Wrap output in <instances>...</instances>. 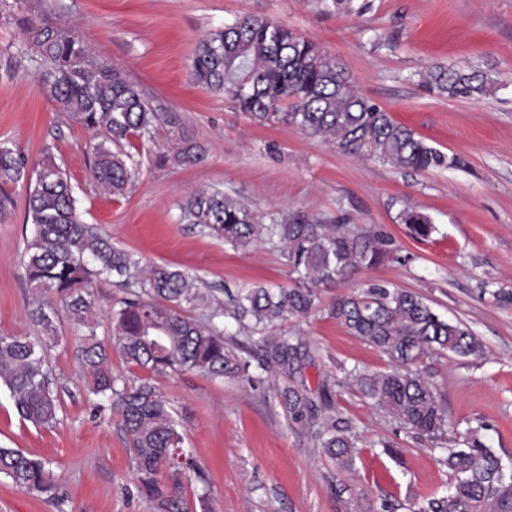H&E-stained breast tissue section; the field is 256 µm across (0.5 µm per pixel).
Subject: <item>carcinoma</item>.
<instances>
[{
  "label": "carcinoma",
  "mask_w": 512,
  "mask_h": 512,
  "mask_svg": "<svg viewBox=\"0 0 512 512\" xmlns=\"http://www.w3.org/2000/svg\"><path fill=\"white\" fill-rule=\"evenodd\" d=\"M23 23L28 45L43 66V87L61 111L102 133L89 146L97 185L110 195H125L138 176L133 155L125 150L129 138H141L159 124L174 129L179 120L149 108L124 72L97 59L72 30L44 15ZM191 79L224 96L256 124L286 123L343 153L417 172L461 164L459 157L428 144L362 96L345 69L312 41L268 18H239L205 35L195 47ZM433 82L450 97L486 92L485 80L473 72L441 71ZM177 139L176 163L202 159L200 144L180 133ZM0 182L26 183L25 218L34 226L26 246V277L38 302L34 315L43 322L42 306L60 302L86 325L80 356L88 393L109 398L120 415L137 493L155 512H194L184 480L200 475L199 466L183 448L184 426L151 378L129 384L112 373L109 350L85 317L89 288L98 278L136 285L112 311L113 344L126 364L154 374L193 371L252 384L275 374L283 381L280 404L290 420L307 426L317 446L346 469L354 464L357 436L349 420L333 413V396L336 389L353 386L411 433L448 443L442 459L451 478L448 491L423 501L414 512H512V464H504L486 444V426L470 424L459 436L448 437L450 423L430 374L411 368L430 355L466 357L482 350L473 333L443 318L424 296L373 283L361 294L338 297L330 315L382 352L394 369L346 368L341 379L319 387L316 401L303 378L306 342L267 334L315 310L319 286L342 285L357 270L382 265L391 251L381 233L329 224L301 210L261 224L239 198L221 190L185 196L181 220L202 225L234 249L260 240L280 247L293 280L288 288L259 284L230 296L225 315L250 341L248 347L231 348L213 322L217 314L203 320L183 313V306L198 300L186 273L168 265L143 271L132 253L80 221L71 177L51 149L43 150L29 176L14 144L1 140ZM398 219L417 238L432 233L429 217L419 211L404 208ZM49 347V340L0 336V386L10 392L19 417L38 428L60 422L58 391L45 369ZM0 476L22 491L65 502L50 463L18 448L0 447Z\"/></svg>",
  "instance_id": "obj_1"
}]
</instances>
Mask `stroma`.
I'll use <instances>...</instances> for the list:
<instances>
[{
    "mask_svg": "<svg viewBox=\"0 0 512 512\" xmlns=\"http://www.w3.org/2000/svg\"><path fill=\"white\" fill-rule=\"evenodd\" d=\"M44 12L122 68L149 107L176 114L203 147L202 160L170 162L174 134L161 125L132 141L139 175L126 196L101 192L89 168L94 135L43 91L41 64L22 34L23 19ZM240 16L272 19L313 41L345 65L364 97L444 153L461 156L464 166L397 170L283 123H253L194 84L197 42ZM448 67L483 75L488 93L448 97L431 82ZM1 139L31 164L52 149L69 171L82 222L131 252L140 267L166 264L195 279L205 298L187 315L218 313V325L241 343L245 335L223 314L225 290L290 286L288 267L268 242L235 249L181 221L185 195L218 188L264 218L302 209L386 235L392 254L384 264L358 271L343 289L320 288L315 312L278 326V333L306 340L309 388L340 377L345 366L392 368L329 317L339 293L357 294L371 283L417 292L483 344L476 356L423 361L449 422L460 430L485 423L487 445L512 457V306L491 296L497 288L512 290V0H352L347 9L334 0H0ZM6 191L14 204L0 214V336H54L47 364L58 385L60 422L40 429L21 422L0 389V446L49 460L67 499L59 507L1 477L0 512H153L136 493L117 414L107 408L90 415L80 359L85 325L59 304L46 307L47 324L29 317L34 302L25 251L33 226L25 220L24 186ZM406 207L430 218L428 238L415 239L400 224ZM127 295L116 279L94 282L90 323L99 340L110 341L112 310ZM152 381L184 426V446L206 481L208 512H382L386 502L411 512L448 483L435 443L353 389L335 397L336 414L358 436L355 465L347 470L317 447L307 427L289 419L277 376L254 385L184 371ZM386 442L399 457L383 451Z\"/></svg>",
    "mask_w": 512,
    "mask_h": 512,
    "instance_id": "obj_1",
    "label": "stroma"
}]
</instances>
